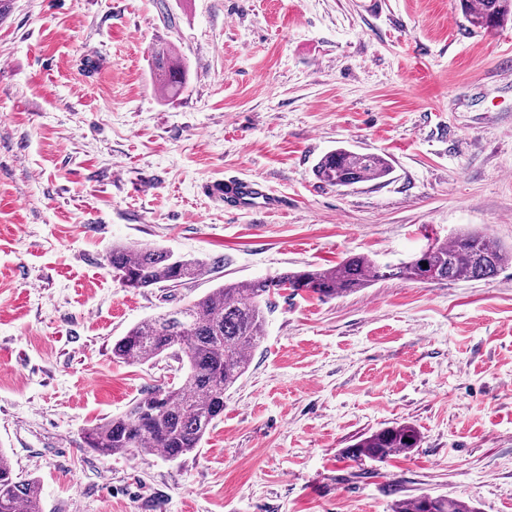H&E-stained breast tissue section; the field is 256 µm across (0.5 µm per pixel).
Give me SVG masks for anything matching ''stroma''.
I'll list each match as a JSON object with an SVG mask.
<instances>
[{
    "label": "stroma",
    "instance_id": "stroma-1",
    "mask_svg": "<svg viewBox=\"0 0 512 512\" xmlns=\"http://www.w3.org/2000/svg\"><path fill=\"white\" fill-rule=\"evenodd\" d=\"M187 66L177 94L155 46ZM346 147L388 159L336 189ZM253 177L281 211L226 208ZM482 231L512 250V21L459 0H5L0 6V448L44 512H392L447 496L512 512V264L479 281L385 279L331 300L282 293L200 448L101 457L85 430L170 358L117 361L135 324L227 282L397 264ZM222 267L178 288L114 277L112 246ZM412 425L383 461L347 448ZM467 21L476 28L492 29L512 17V0H459ZM152 71L160 87L167 93H177L186 81V70L180 59L169 47H157L153 50ZM389 174V162L382 155L358 153L344 147L326 153L314 169L316 179L333 187H350L382 179Z\"/></svg>",
    "mask_w": 512,
    "mask_h": 512
}]
</instances>
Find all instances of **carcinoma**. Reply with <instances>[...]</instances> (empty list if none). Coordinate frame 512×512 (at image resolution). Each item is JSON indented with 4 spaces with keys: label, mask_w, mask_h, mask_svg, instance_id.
<instances>
[{
    "label": "carcinoma",
    "mask_w": 512,
    "mask_h": 512,
    "mask_svg": "<svg viewBox=\"0 0 512 512\" xmlns=\"http://www.w3.org/2000/svg\"><path fill=\"white\" fill-rule=\"evenodd\" d=\"M467 21L492 29L512 17V0H459ZM152 71L160 87L177 93L186 70L169 47L153 50ZM390 174L388 160L375 153L340 147L315 165L314 175L333 187H350ZM107 261L128 288H151L160 283L176 288L193 282L223 263L178 257L158 247H114ZM512 263L486 233L461 232L447 242L436 241L419 255L396 265H379L369 256L348 253L328 269H305L273 278L224 283L190 304L159 314L132 328L112 344V355L124 361L174 359L185 370L178 387L157 388L133 403L125 413L88 429L84 444L102 456L146 457L157 451L178 460L199 448L213 422L224 413V393L249 368L251 356L265 337L266 314L272 297L282 291L320 300L353 293L370 282L398 278L420 282L472 281L494 277ZM419 432L398 424L361 439L348 454L356 459L385 460L419 447ZM0 512H43L36 479L19 480L6 452L0 450ZM393 512H477L471 504L442 496L423 495L401 501Z\"/></svg>",
    "instance_id": "cac0c4a2"
}]
</instances>
